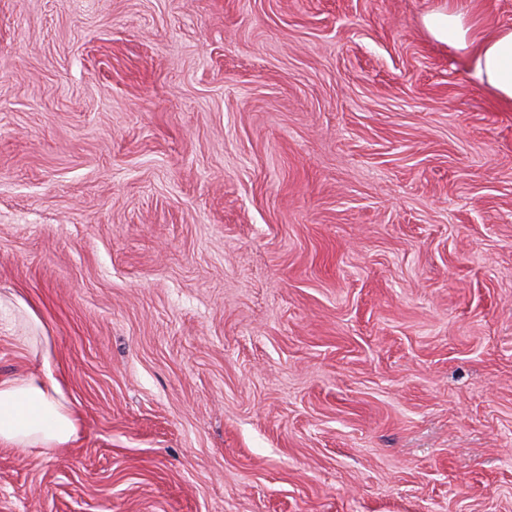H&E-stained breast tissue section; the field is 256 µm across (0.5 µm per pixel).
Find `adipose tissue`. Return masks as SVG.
Masks as SVG:
<instances>
[{"label": "adipose tissue", "instance_id": "1", "mask_svg": "<svg viewBox=\"0 0 512 512\" xmlns=\"http://www.w3.org/2000/svg\"><path fill=\"white\" fill-rule=\"evenodd\" d=\"M433 33L469 57L476 77L500 99L512 103V28L478 35L458 9L435 17ZM82 423L60 382L50 371L24 377L0 376V444L48 456L69 447Z\"/></svg>", "mask_w": 512, "mask_h": 512}]
</instances>
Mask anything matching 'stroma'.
<instances>
[{
  "label": "stroma",
  "instance_id": "1",
  "mask_svg": "<svg viewBox=\"0 0 512 512\" xmlns=\"http://www.w3.org/2000/svg\"><path fill=\"white\" fill-rule=\"evenodd\" d=\"M452 6L512 28L0 0V295L84 422L0 445V512H512V104Z\"/></svg>",
  "mask_w": 512,
  "mask_h": 512
}]
</instances>
